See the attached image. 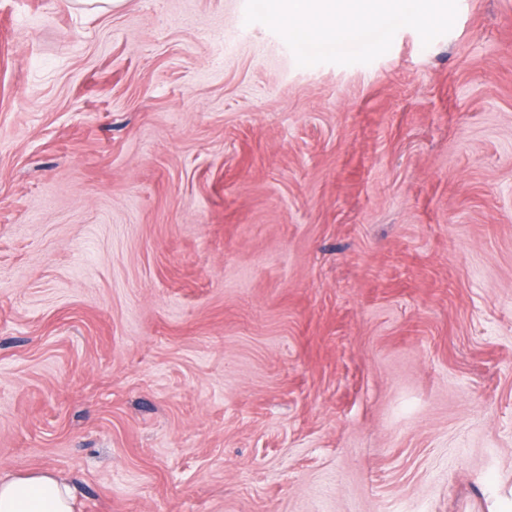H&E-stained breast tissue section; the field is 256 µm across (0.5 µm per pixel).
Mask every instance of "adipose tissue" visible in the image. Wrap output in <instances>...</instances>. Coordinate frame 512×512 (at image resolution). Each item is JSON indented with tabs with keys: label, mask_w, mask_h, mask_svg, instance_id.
Listing matches in <instances>:
<instances>
[{
	"label": "adipose tissue",
	"mask_w": 512,
	"mask_h": 512,
	"mask_svg": "<svg viewBox=\"0 0 512 512\" xmlns=\"http://www.w3.org/2000/svg\"><path fill=\"white\" fill-rule=\"evenodd\" d=\"M389 0H281L289 14L323 16L340 10L362 20L384 11ZM0 512H74L69 487L53 475L33 471L0 481Z\"/></svg>",
	"instance_id": "adipose-tissue-1"
}]
</instances>
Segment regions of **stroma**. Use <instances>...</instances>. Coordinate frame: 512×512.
Here are the masks:
<instances>
[{"mask_svg":"<svg viewBox=\"0 0 512 512\" xmlns=\"http://www.w3.org/2000/svg\"><path fill=\"white\" fill-rule=\"evenodd\" d=\"M0 0V478L75 512H512V0ZM396 4V1L388 0H283L279 2L281 9L287 10L289 14L296 17L323 16L338 9L363 21L388 7H395ZM0 512H74L73 497L53 475L33 471L0 481Z\"/></svg>","mask_w":512,"mask_h":512,"instance_id":"35a3bbf8","label":"stroma"}]
</instances>
